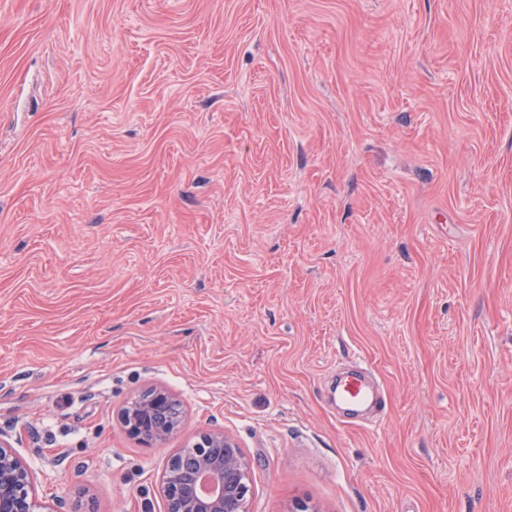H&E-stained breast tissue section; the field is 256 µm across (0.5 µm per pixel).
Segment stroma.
I'll use <instances>...</instances> for the list:
<instances>
[{"instance_id": "1", "label": "stroma", "mask_w": 512, "mask_h": 512, "mask_svg": "<svg viewBox=\"0 0 512 512\" xmlns=\"http://www.w3.org/2000/svg\"><path fill=\"white\" fill-rule=\"evenodd\" d=\"M209 430L249 512H512V0H0V432L164 512ZM336 392L345 403L354 408L367 404L374 397L358 374L343 380L337 386ZM180 398L162 388H148L132 396L121 411L127 434L148 447H163L183 422Z\"/></svg>"}]
</instances>
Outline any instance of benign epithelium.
Returning a JSON list of instances; mask_svg holds the SVG:
<instances>
[{
	"label": "benign epithelium",
	"mask_w": 512,
	"mask_h": 512,
	"mask_svg": "<svg viewBox=\"0 0 512 512\" xmlns=\"http://www.w3.org/2000/svg\"><path fill=\"white\" fill-rule=\"evenodd\" d=\"M183 418L180 398L162 388L135 394L121 411L127 434L148 447L165 445ZM159 489L165 512H248L250 464L231 436L202 432L166 457ZM0 512H56L37 494L33 471L1 434Z\"/></svg>",
	"instance_id": "obj_1"
}]
</instances>
